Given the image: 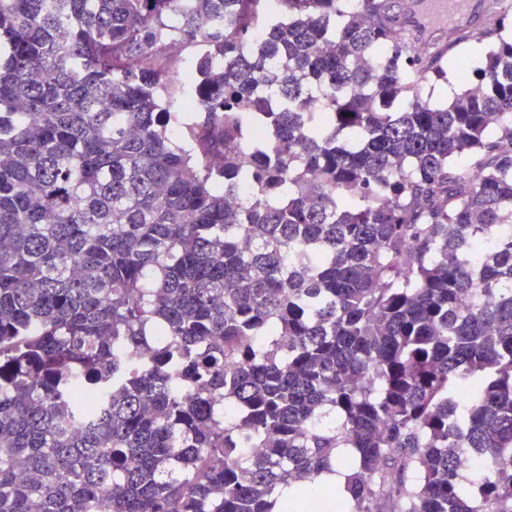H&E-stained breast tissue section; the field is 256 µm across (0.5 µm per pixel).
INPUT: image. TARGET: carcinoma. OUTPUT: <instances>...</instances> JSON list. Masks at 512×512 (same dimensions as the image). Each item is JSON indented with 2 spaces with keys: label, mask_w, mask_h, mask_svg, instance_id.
Listing matches in <instances>:
<instances>
[{
  "label": "carcinoma",
  "mask_w": 512,
  "mask_h": 512,
  "mask_svg": "<svg viewBox=\"0 0 512 512\" xmlns=\"http://www.w3.org/2000/svg\"><path fill=\"white\" fill-rule=\"evenodd\" d=\"M406 31L0 0V512H512V35Z\"/></svg>",
  "instance_id": "obj_1"
}]
</instances>
